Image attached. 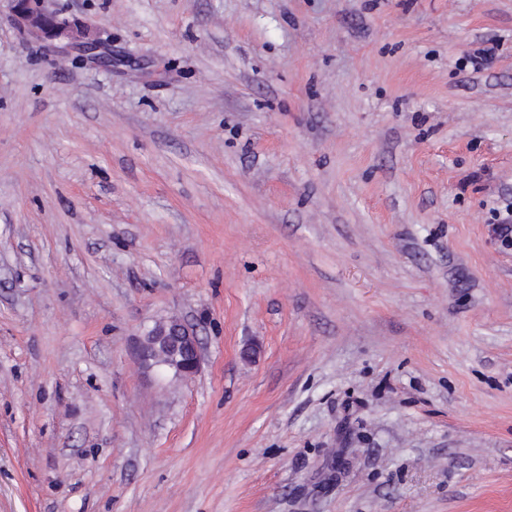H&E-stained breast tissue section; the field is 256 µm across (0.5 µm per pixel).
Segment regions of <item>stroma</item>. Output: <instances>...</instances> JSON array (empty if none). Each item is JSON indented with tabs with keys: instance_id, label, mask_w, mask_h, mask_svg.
Wrapping results in <instances>:
<instances>
[{
	"instance_id": "1",
	"label": "stroma",
	"mask_w": 512,
	"mask_h": 512,
	"mask_svg": "<svg viewBox=\"0 0 512 512\" xmlns=\"http://www.w3.org/2000/svg\"><path fill=\"white\" fill-rule=\"evenodd\" d=\"M51 7L113 64L0 0V512H512V0ZM49 0H8L14 20L28 35L37 40L56 44L81 45L83 51L95 59L97 49L109 43L102 34H89L72 26L46 6ZM168 349L189 351V357L181 361L161 362L150 355L152 352L156 354ZM142 355L146 362L152 361L154 366L171 370L177 377H193L201 371L203 364L198 338L193 328L178 320L158 325L150 331L144 338Z\"/></svg>"
}]
</instances>
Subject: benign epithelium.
<instances>
[{
	"label": "benign epithelium",
	"instance_id": "1",
	"mask_svg": "<svg viewBox=\"0 0 512 512\" xmlns=\"http://www.w3.org/2000/svg\"><path fill=\"white\" fill-rule=\"evenodd\" d=\"M14 20L28 35L37 40L56 44L80 45L83 51L96 58L97 49L109 43L102 34L89 36L59 18L48 9V0H8ZM142 355L152 365L171 370L177 377H193L202 369L203 359L198 338L193 328L181 321L172 320L158 325L142 344Z\"/></svg>",
	"mask_w": 512,
	"mask_h": 512
}]
</instances>
